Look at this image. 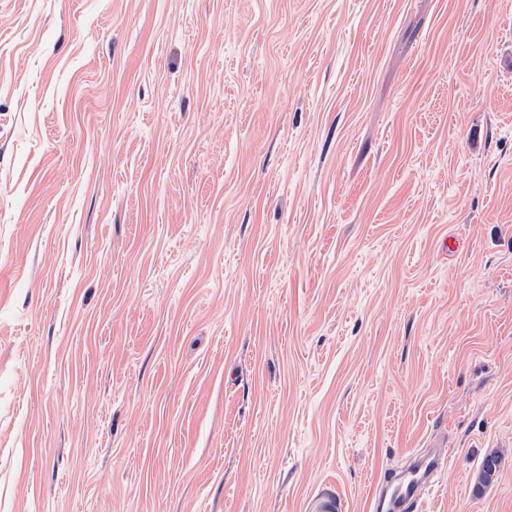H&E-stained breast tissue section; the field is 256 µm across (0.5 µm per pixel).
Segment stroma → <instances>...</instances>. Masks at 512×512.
I'll return each mask as SVG.
<instances>
[{
	"label": "stroma",
	"instance_id": "stroma-1",
	"mask_svg": "<svg viewBox=\"0 0 512 512\" xmlns=\"http://www.w3.org/2000/svg\"><path fill=\"white\" fill-rule=\"evenodd\" d=\"M431 444L512 512V0H0V512H368Z\"/></svg>",
	"mask_w": 512,
	"mask_h": 512
}]
</instances>
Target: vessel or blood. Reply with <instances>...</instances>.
Instances as JSON below:
<instances>
[{"label": "vessel or blood", "mask_w": 512, "mask_h": 512, "mask_svg": "<svg viewBox=\"0 0 512 512\" xmlns=\"http://www.w3.org/2000/svg\"><path fill=\"white\" fill-rule=\"evenodd\" d=\"M447 468L444 448L418 450L395 475L376 479L370 489V512H421L427 492Z\"/></svg>", "instance_id": "obj_1"}]
</instances>
